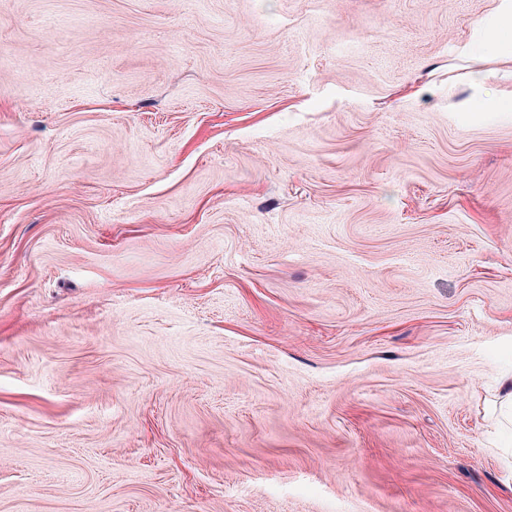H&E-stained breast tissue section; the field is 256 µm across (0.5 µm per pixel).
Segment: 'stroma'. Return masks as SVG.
Here are the masks:
<instances>
[{
	"mask_svg": "<svg viewBox=\"0 0 512 512\" xmlns=\"http://www.w3.org/2000/svg\"><path fill=\"white\" fill-rule=\"evenodd\" d=\"M498 0H0V512H512ZM499 392L502 398L498 422L503 428H508L512 431V371L500 377Z\"/></svg>",
	"mask_w": 512,
	"mask_h": 512,
	"instance_id": "obj_1",
	"label": "stroma"
}]
</instances>
